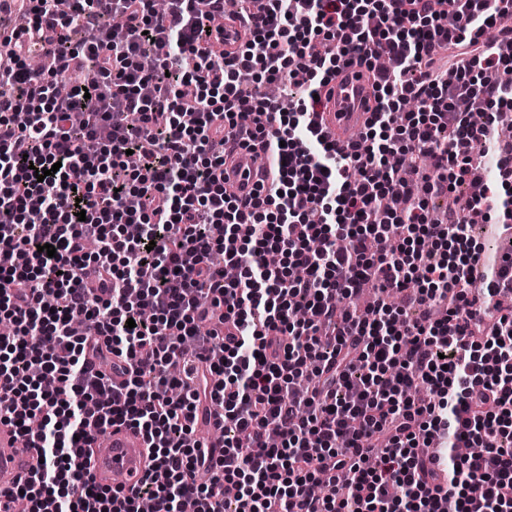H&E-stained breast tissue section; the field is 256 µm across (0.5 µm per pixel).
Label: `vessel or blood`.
I'll return each mask as SVG.
<instances>
[{
  "label": "vessel or blood",
  "instance_id": "vessel-or-blood-1",
  "mask_svg": "<svg viewBox=\"0 0 512 512\" xmlns=\"http://www.w3.org/2000/svg\"><path fill=\"white\" fill-rule=\"evenodd\" d=\"M326 107L319 115L328 142L343 148L350 144L368 118L374 105L373 80L367 66L360 61L349 62L343 71L323 89ZM254 154L247 148H236L224 166V185L238 196L249 195L254 181L245 177L254 168ZM195 424L205 427L204 444L221 447L224 441V420L215 404L197 412ZM96 450L91 467L98 484L104 488L131 495L140 490L149 472L148 442L137 430L115 426L104 436H93ZM34 451L19 447L13 427L0 423V489L13 486L26 476Z\"/></svg>",
  "mask_w": 512,
  "mask_h": 512
}]
</instances>
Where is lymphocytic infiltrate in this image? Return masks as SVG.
Masks as SVG:
<instances>
[{"mask_svg": "<svg viewBox=\"0 0 512 512\" xmlns=\"http://www.w3.org/2000/svg\"><path fill=\"white\" fill-rule=\"evenodd\" d=\"M28 3L0 32V421L37 461L0 512H512V270L471 234L512 222V0H266L233 56L224 0ZM380 54L358 141L328 143L323 85ZM230 142L270 160L246 198ZM476 144L497 179L436 218ZM364 283L377 301L351 306ZM92 329L122 383L88 364ZM115 425L151 442L134 496L83 457ZM222 412L213 403H209L205 409H200L196 413L195 437L208 448H220L224 442V419ZM205 426L208 430L205 433V440L199 437L198 430Z\"/></svg>", "mask_w": 512, "mask_h": 512, "instance_id": "f902f5d3", "label": "lymphocytic infiltrate"}]
</instances>
